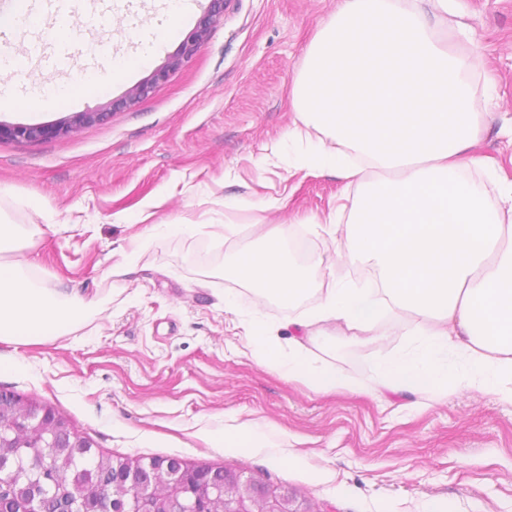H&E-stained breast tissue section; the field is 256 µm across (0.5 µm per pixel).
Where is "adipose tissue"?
<instances>
[{
	"instance_id": "1",
	"label": "adipose tissue",
	"mask_w": 512,
	"mask_h": 512,
	"mask_svg": "<svg viewBox=\"0 0 512 512\" xmlns=\"http://www.w3.org/2000/svg\"><path fill=\"white\" fill-rule=\"evenodd\" d=\"M429 2L426 11L419 0H344L305 51L294 89L300 121L288 140L320 131L323 145L301 153L300 163L356 189L335 215L308 224L345 234L344 261L369 264L378 285L327 289L288 322L376 336L385 316H414L423 323L414 348L379 366L385 387L424 393L454 383L512 400V184L492 200L467 176L486 166L471 151L479 121L473 64L438 35L449 0ZM24 15L51 41L75 24L49 18L32 0H0V32ZM20 249L17 225L0 219V342L35 344L83 323L89 307L41 287ZM226 268L288 307L310 283L307 269L285 257L278 232L231 255ZM265 355L282 376L316 390L363 389L334 367L310 366L301 347Z\"/></svg>"
}]
</instances>
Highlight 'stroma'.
I'll use <instances>...</instances> for the list:
<instances>
[{
  "label": "stroma",
  "mask_w": 512,
  "mask_h": 512,
  "mask_svg": "<svg viewBox=\"0 0 512 512\" xmlns=\"http://www.w3.org/2000/svg\"><path fill=\"white\" fill-rule=\"evenodd\" d=\"M101 16L95 31L73 30L84 48L74 72L36 63L0 87V122L60 125L78 112L104 120L38 142L0 140V217L19 224L22 253L46 288L94 301L80 329L38 344L0 343V390L53 408L94 452L147 461L178 458L236 469L288 488L314 512H512V401L449 386L441 393H391L376 367L412 341V317L389 321L380 336L333 324L301 334L289 312L315 306L336 283L357 284L341 255L346 239L310 232L343 202V183L287 156L266 164L297 119L292 89L308 44L340 0H226L224 17L191 62L135 104L150 79L194 32L207 0H190L185 21L129 76L116 80L110 54L139 52L141 13L155 0H130L127 27L112 24L108 0H86ZM444 32L471 57L474 82L492 80L475 150L487 157L489 190L512 182V0H457ZM468 28L459 37L458 24ZM91 71V96L54 107L29 103L51 86ZM287 207L261 211L269 197ZM158 201L155 221L181 219L193 233L151 236L136 260L124 250L138 224L124 223ZM235 202L225 210V202ZM231 229L215 242L208 225ZM303 234L310 249L287 256L307 267L311 288L294 309L258 299L224 270L225 254L259 245L276 226ZM233 307H225V298ZM280 347L299 337L312 365H330L365 391L323 393L271 369L249 345L248 326ZM250 428L252 448L224 446V433Z\"/></svg>",
  "instance_id": "stroma-1"
}]
</instances>
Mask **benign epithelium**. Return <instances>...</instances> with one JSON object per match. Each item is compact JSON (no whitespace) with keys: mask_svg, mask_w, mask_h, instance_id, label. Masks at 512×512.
<instances>
[{"mask_svg":"<svg viewBox=\"0 0 512 512\" xmlns=\"http://www.w3.org/2000/svg\"><path fill=\"white\" fill-rule=\"evenodd\" d=\"M225 0H209L199 19L193 36L181 46L168 63L158 69L146 84L136 88L125 103L131 104L147 96L154 85L166 80L196 52L210 29L224 17ZM105 116L103 112H80L62 126L6 125L0 123V139L33 142L65 135L95 123ZM67 428V422L46 405L22 401L14 413L0 412V448H10L14 456L25 460L23 473L45 476L53 471V460L47 455H27V435L40 440L51 439L48 447H57L58 434ZM112 501L119 503L113 512H312L308 503L296 494L278 486H269L231 469L224 470V482L214 484L207 480L203 464L156 459L147 463L125 459L112 462ZM101 491L89 485L73 491V512H101L96 507ZM11 512H40L37 489L17 499Z\"/></svg>","mask_w":512,"mask_h":512,"instance_id":"1","label":"benign epithelium"}]
</instances>
